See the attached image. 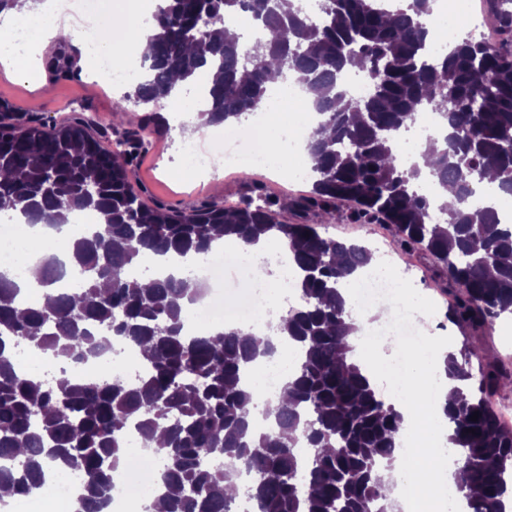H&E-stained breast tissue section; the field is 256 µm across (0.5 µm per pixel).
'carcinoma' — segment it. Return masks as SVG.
<instances>
[{"mask_svg":"<svg viewBox=\"0 0 512 512\" xmlns=\"http://www.w3.org/2000/svg\"><path fill=\"white\" fill-rule=\"evenodd\" d=\"M435 0H406L395 10L380 0H321L314 19L298 0H164L153 16L151 52L136 102L155 111L144 126H166L161 109L171 99L173 74L186 84L216 72L209 84L207 126L230 129L262 106L291 73L308 90L322 121L306 144L313 161L309 195L289 203L258 193L241 206L210 202L176 210L148 206L129 179L147 142L136 136L109 151L78 121L51 131L31 119L11 122L0 113V210L25 223L56 228L63 213L94 211L100 223L73 238L70 262L50 253L37 268L54 291L41 308L0 272V488L16 497L49 485L48 474L75 471L80 509L103 506L112 474L123 463L127 432L136 429L163 461L166 512H233L234 480L244 468L257 512H391L390 484L402 416L381 399L351 358L357 327L340 279L370 261L364 246L323 236L314 224H288L277 210L312 211L321 223L336 219V202L355 206L358 220L380 217L394 225L405 249L419 248L439 277L458 292L448 321L463 330L492 324L512 308V223L492 205L473 201L488 179L512 197V41L487 45L470 37L430 62ZM489 12L512 32V0H487ZM245 13L267 36L246 44L227 31L224 17ZM355 66L372 80L367 98L351 95L345 75ZM64 49L46 69L67 76ZM442 119L422 157L428 170L405 166L396 150L417 110ZM451 188L454 199L421 194L427 178ZM442 218L431 222L432 209ZM244 244L279 241L295 266L301 304L260 338L228 329L210 336L184 332L190 305L203 288L187 280L146 275L127 267L150 254L211 248L214 235ZM81 287L59 282L67 265ZM288 335L301 352L283 396L266 412L273 425L258 432L248 405L252 364L277 353ZM144 354L134 383L119 376L63 383L23 367L17 351L35 349L60 363L98 354L107 337ZM482 346L466 339L460 354L445 355L443 371L455 384L444 406L448 440L456 448L455 487L471 512H505L512 481V427L502 425L489 397L508 370L498 363L473 373ZM479 413L477 420L470 417ZM475 433H470V430ZM224 456L222 473L206 461Z\"/></svg>","mask_w":512,"mask_h":512,"instance_id":"1","label":"carcinoma"}]
</instances>
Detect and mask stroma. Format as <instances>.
Here are the masks:
<instances>
[{
  "mask_svg": "<svg viewBox=\"0 0 512 512\" xmlns=\"http://www.w3.org/2000/svg\"><path fill=\"white\" fill-rule=\"evenodd\" d=\"M122 102L121 93L114 87L105 86L94 75V67L78 63L76 73L67 79L43 81L41 87L7 77L0 71V113L9 112L17 121L40 118L46 129L67 124L73 117L81 116L92 122L93 130L104 147H111L113 141L123 132L136 129L139 117L147 107L134 102H124V112H116L117 102ZM149 146L143 152L131 174V180L147 204H164L176 208L201 205L216 196L214 186L222 182L230 190L224 194V201L239 202L251 189L280 197H300L308 194L310 182L289 180L286 174H271L265 170L254 171L248 180L239 176H210L185 182L177 177L175 170L181 160V142L175 128H168L166 134L145 132ZM322 234L336 236L346 234L350 239L366 242L371 237H384L395 241L392 227L385 224H369L355 220L347 204H340L334 223L322 226ZM398 259L407 271V278L423 296H438L442 307H449L454 294L443 283L435 268L423 252L413 250L400 253Z\"/></svg>",
  "mask_w": 512,
  "mask_h": 512,
  "instance_id": "35a3bbf8",
  "label": "stroma"
}]
</instances>
